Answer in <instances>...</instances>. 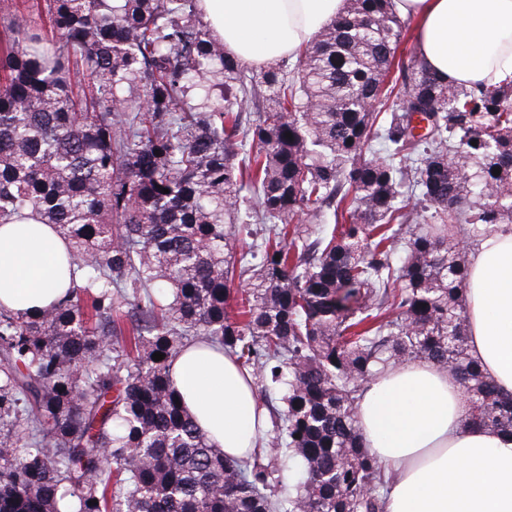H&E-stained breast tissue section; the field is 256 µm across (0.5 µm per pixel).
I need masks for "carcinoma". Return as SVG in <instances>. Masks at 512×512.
<instances>
[{
	"label": "carcinoma",
	"mask_w": 512,
	"mask_h": 512,
	"mask_svg": "<svg viewBox=\"0 0 512 512\" xmlns=\"http://www.w3.org/2000/svg\"><path fill=\"white\" fill-rule=\"evenodd\" d=\"M45 10L52 39L25 14L0 33V224L31 212L76 269L36 314L0 305V512H385L357 401L413 361L512 434L464 298L470 247L512 224V81L404 63L391 0H346L292 69L256 73L198 0ZM194 341L281 403L249 460L175 401Z\"/></svg>",
	"instance_id": "obj_1"
}]
</instances>
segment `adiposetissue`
<instances>
[{"mask_svg":"<svg viewBox=\"0 0 512 512\" xmlns=\"http://www.w3.org/2000/svg\"><path fill=\"white\" fill-rule=\"evenodd\" d=\"M413 19L420 59L449 84L512 78V0H391ZM224 50L250 66L296 57L343 12L344 0H199ZM65 246L48 225H0V304L36 312L65 289ZM469 350L512 393V226L483 236L465 292ZM174 387L228 458L246 460L266 432L253 376L204 346L178 355ZM461 383L413 362L377 375L358 404L363 439L394 473L386 512H512V436L465 426Z\"/></svg>","mask_w":512,"mask_h":512,"instance_id":"1","label":"adipose tissue"}]
</instances>
